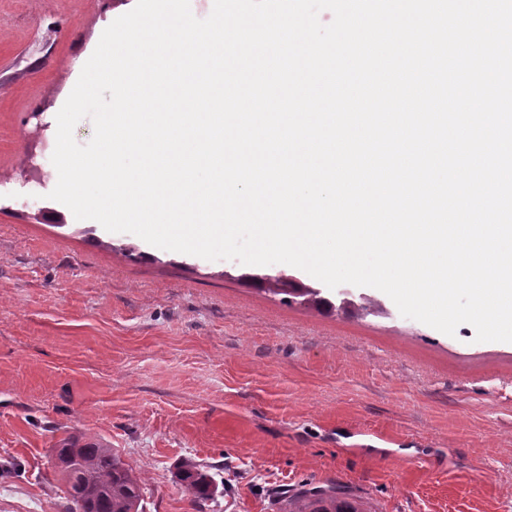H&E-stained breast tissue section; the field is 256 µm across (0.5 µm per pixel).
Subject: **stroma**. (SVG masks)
<instances>
[{
	"label": "stroma",
	"mask_w": 512,
	"mask_h": 512,
	"mask_svg": "<svg viewBox=\"0 0 512 512\" xmlns=\"http://www.w3.org/2000/svg\"><path fill=\"white\" fill-rule=\"evenodd\" d=\"M136 0H0V512H63L81 432L141 471L146 512H280L338 485L372 512H512V343L368 308L286 302L247 266L160 249L51 200L44 142ZM193 459L224 490L179 481Z\"/></svg>",
	"instance_id": "obj_1"
}]
</instances>
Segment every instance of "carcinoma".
Instances as JSON below:
<instances>
[{"instance_id": "cac0c4a2", "label": "carcinoma", "mask_w": 512, "mask_h": 512, "mask_svg": "<svg viewBox=\"0 0 512 512\" xmlns=\"http://www.w3.org/2000/svg\"><path fill=\"white\" fill-rule=\"evenodd\" d=\"M57 465L70 485L64 512H145L142 479L118 449L101 441L71 435L54 449ZM178 479L199 500L214 499L218 483L189 458L179 461ZM282 512H365L335 485L302 487L286 499Z\"/></svg>"}]
</instances>
